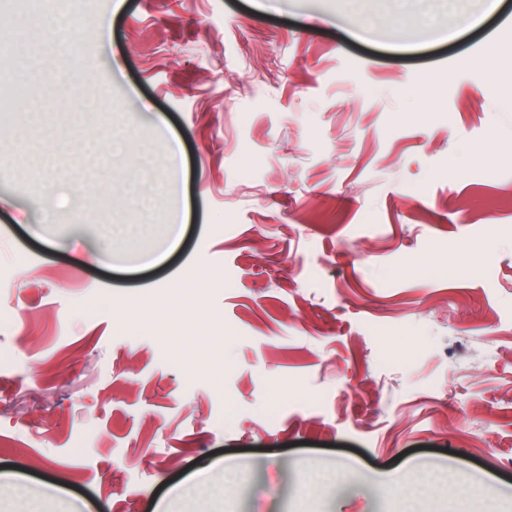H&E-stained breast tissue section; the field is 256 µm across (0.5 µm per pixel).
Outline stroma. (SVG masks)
<instances>
[{"mask_svg":"<svg viewBox=\"0 0 512 512\" xmlns=\"http://www.w3.org/2000/svg\"><path fill=\"white\" fill-rule=\"evenodd\" d=\"M478 8L84 0L110 113L0 0L25 90L0 116V512H512V165L459 161L512 144V52L469 61L512 43V0L442 35ZM173 221L162 263L98 261ZM222 463L236 493L198 494Z\"/></svg>","mask_w":512,"mask_h":512,"instance_id":"35a3bbf8","label":"stroma"}]
</instances>
